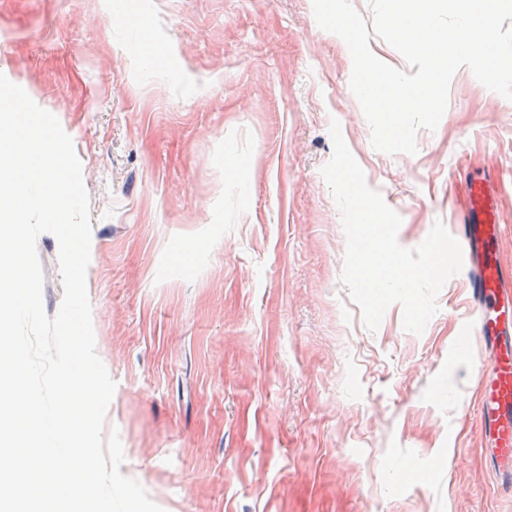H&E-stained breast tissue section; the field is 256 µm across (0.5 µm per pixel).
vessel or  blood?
I'll use <instances>...</instances> for the list:
<instances>
[{
  "label": "vessel or blood",
  "mask_w": 512,
  "mask_h": 512,
  "mask_svg": "<svg viewBox=\"0 0 512 512\" xmlns=\"http://www.w3.org/2000/svg\"><path fill=\"white\" fill-rule=\"evenodd\" d=\"M460 227L463 255L471 270L469 293L474 322L462 327L457 349L477 344L484 365L476 379L474 417L496 479L512 481V282L501 264L491 262L489 248L502 232L500 215L481 182H473Z\"/></svg>",
  "instance_id": "obj_1"
}]
</instances>
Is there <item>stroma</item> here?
Instances as JSON below:
<instances>
[{
	"label": "stroma",
	"instance_id": "35a3bbf8",
	"mask_svg": "<svg viewBox=\"0 0 512 512\" xmlns=\"http://www.w3.org/2000/svg\"><path fill=\"white\" fill-rule=\"evenodd\" d=\"M0 73L81 161L106 426L163 512H512L473 419L480 352L453 351L468 272L422 334L397 304L369 331L321 175L336 121L407 249L479 175L512 274L511 100L458 70L417 153L377 151L312 0H0ZM37 252L52 316L55 237Z\"/></svg>",
	"mask_w": 512,
	"mask_h": 512
}]
</instances>
